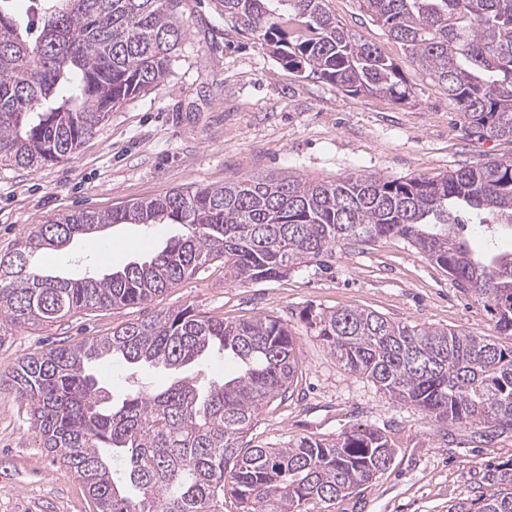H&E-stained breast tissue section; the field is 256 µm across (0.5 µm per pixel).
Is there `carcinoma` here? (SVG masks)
<instances>
[{"label": "carcinoma", "mask_w": 512, "mask_h": 512, "mask_svg": "<svg viewBox=\"0 0 512 512\" xmlns=\"http://www.w3.org/2000/svg\"><path fill=\"white\" fill-rule=\"evenodd\" d=\"M0 0V166L42 167L76 153L110 112L165 83L183 30L180 0ZM235 31L276 60L351 95L396 101L411 91L394 61L355 37L333 0H221ZM461 110L477 140L512 138V0H357ZM512 231V160L448 174L333 182L265 175L173 190L36 224L0 256V343L21 328L85 309L137 306L219 258L241 282L283 276L339 243L398 237L448 272L512 336V251L472 249L471 222ZM114 224H180L186 232L142 262L79 279L45 276L32 259ZM349 372L398 402L451 425L479 427L489 442L512 431V347L462 330L420 329L372 311L308 318ZM217 352L233 374L204 383L176 377L115 401L93 364L179 372ZM295 338L278 318L226 322L187 305L62 342L11 367L42 447L87 489L95 512H326L391 465L388 436L358 427L333 443L303 437L285 448L244 441L254 420L297 377ZM488 491L453 512H512V460L483 475Z\"/></svg>", "instance_id": "cac0c4a2"}]
</instances>
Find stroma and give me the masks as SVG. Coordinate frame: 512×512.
<instances>
[{"label":"stroma","instance_id":"stroma-1","mask_svg":"<svg viewBox=\"0 0 512 512\" xmlns=\"http://www.w3.org/2000/svg\"><path fill=\"white\" fill-rule=\"evenodd\" d=\"M333 6L352 33L398 64L413 90L408 100L354 96L299 75L225 23L220 0H183L184 37L164 85L112 112L70 157L31 169L0 166V255L47 219L108 211L173 189L268 174L316 182L351 173L432 177L512 159V138L467 135L459 108L356 0H333ZM182 232L177 224H117L75 238L46 258L43 270L64 278L93 269L109 273L149 258ZM187 305L227 321L272 315L296 339L297 377L285 397L262 410L248 433L253 443L284 448L302 437L331 441L361 425L389 435V469L330 512H448L471 503L485 490L484 472L512 458V432L486 443L472 428L442 425L396 402L345 370L306 321L312 311L360 309L512 346V336L498 333L471 290L396 237L340 245L285 277L248 284L226 274L219 260L146 304L75 312L14 331L0 344V512H92L83 484L40 448L28 407L12 386L11 366L59 340L106 336L119 324ZM93 372L115 398L136 385L160 389L171 381L162 368L120 362L96 364Z\"/></svg>","mask_w":512,"mask_h":512}]
</instances>
